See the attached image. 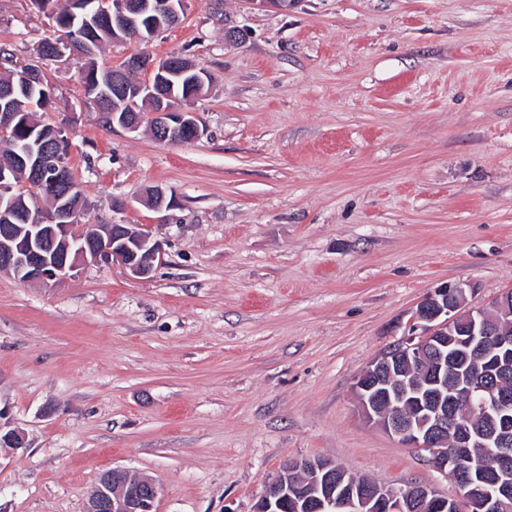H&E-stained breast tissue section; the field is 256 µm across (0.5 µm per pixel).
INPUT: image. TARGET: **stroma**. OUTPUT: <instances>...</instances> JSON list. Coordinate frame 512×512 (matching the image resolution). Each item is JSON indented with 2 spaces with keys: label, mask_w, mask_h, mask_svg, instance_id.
<instances>
[{
  "label": "stroma",
  "mask_w": 512,
  "mask_h": 512,
  "mask_svg": "<svg viewBox=\"0 0 512 512\" xmlns=\"http://www.w3.org/2000/svg\"><path fill=\"white\" fill-rule=\"evenodd\" d=\"M48 25L0 0L17 56ZM142 52L208 72L200 141L109 126L82 57L40 63L82 223L150 225L164 261L146 280L0 273V409L25 439L0 447V512H84L112 468L151 476L156 512H253L290 458L456 497L363 419L354 384L432 288L465 282L473 307L512 289V0H187L97 61ZM152 187L169 209L141 205Z\"/></svg>",
  "instance_id": "obj_1"
}]
</instances>
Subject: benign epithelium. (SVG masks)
<instances>
[{"label": "benign epithelium", "instance_id": "7a95c632", "mask_svg": "<svg viewBox=\"0 0 512 512\" xmlns=\"http://www.w3.org/2000/svg\"><path fill=\"white\" fill-rule=\"evenodd\" d=\"M112 4L117 40L144 41L166 29L162 19L186 0H156L149 35L138 26L130 0H101ZM125 68L146 74L137 83L153 99L151 125L161 141L187 144L205 135L197 113L183 108L177 97L160 93L168 77L197 72L188 60L155 62L132 57ZM139 112H114L112 122L129 132L141 127ZM69 149L57 142L15 157L39 183L46 167L56 170L54 182L65 187L55 204L28 209L26 223L0 225V272L18 283H46L71 275L89 264L117 262L137 277L148 276L161 261L159 244L144 224L92 227L83 234L79 213L70 200L78 189L69 172ZM143 203L156 212L170 207L160 188L149 191ZM462 283L445 284L418 304L408 333L376 357L358 376L355 393L363 417L396 436L410 448L429 452L437 471H453L463 482L455 499L430 486L411 483L387 488L364 482L328 460L290 459L269 481L254 512H512V445L485 427L457 425L463 411L469 419L490 418L512 428V392L488 382V375L512 356V290L494 298L487 308L466 305ZM0 447L18 450L24 438L2 422ZM454 452H448L447 446ZM483 449L479 455L470 448ZM155 482L120 469L100 473L84 512H154Z\"/></svg>", "mask_w": 512, "mask_h": 512}]
</instances>
